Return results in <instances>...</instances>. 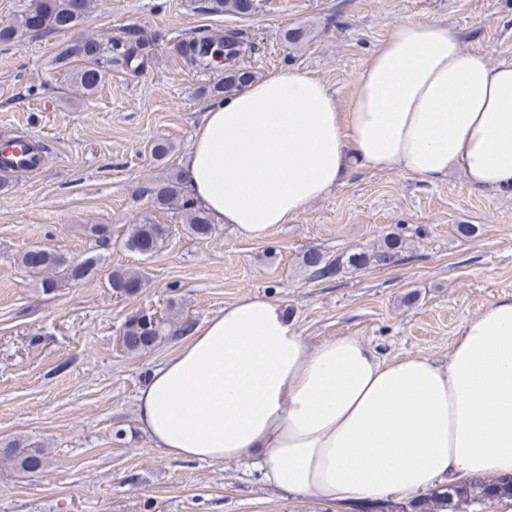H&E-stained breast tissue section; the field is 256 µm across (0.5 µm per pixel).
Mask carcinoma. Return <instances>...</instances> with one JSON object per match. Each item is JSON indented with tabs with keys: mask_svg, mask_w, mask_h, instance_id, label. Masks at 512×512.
I'll use <instances>...</instances> for the list:
<instances>
[{
	"mask_svg": "<svg viewBox=\"0 0 512 512\" xmlns=\"http://www.w3.org/2000/svg\"><path fill=\"white\" fill-rule=\"evenodd\" d=\"M210 9L234 16H248L257 9L256 0H210ZM34 10L21 12L15 19L0 24V42H12L24 35L73 32L75 37L63 51V56L80 63L74 74L78 90L91 94L103 79L101 43L93 36L79 31L93 6V0H30ZM154 38L143 36L129 44L115 62L141 68L153 55ZM254 51L244 33L227 29L224 36L209 40L196 39L179 45L176 53L193 68L208 69L219 58H224V75L208 86L207 93L214 98L241 90L252 79L251 72L240 67L239 60L246 52ZM155 210L175 215L198 238H209L215 226L206 210L196 205L187 195L181 173L172 171L157 179L146 189ZM168 229L156 223L149 215L130 226L123 242L132 252L150 256L166 242ZM406 249L401 233L388 234L383 244L372 250L343 252L330 259L319 248L311 247L302 256L303 266L318 278H329L342 268L362 269L367 266L387 267L397 263ZM99 256H71L47 248H30L20 256V265L29 276L38 278L44 291L75 285L96 274ZM112 293L125 299H134L148 284V277L136 269H115L109 275ZM193 323L174 322L160 317L147 321L145 313L131 316L120 336L122 348L129 354L150 350L162 342L190 332ZM0 459L20 473L36 474L45 467L48 449L31 447L12 441L0 448ZM502 495L512 497V476L475 480L468 484L441 487L422 498L408 502L385 499L367 505L364 512H484L487 505Z\"/></svg>",
	"mask_w": 512,
	"mask_h": 512,
	"instance_id": "cac0c4a2",
	"label": "carcinoma"
}]
</instances>
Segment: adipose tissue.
Instances as JSON below:
<instances>
[{
    "label": "adipose tissue",
    "instance_id": "adipose-tissue-1",
    "mask_svg": "<svg viewBox=\"0 0 512 512\" xmlns=\"http://www.w3.org/2000/svg\"><path fill=\"white\" fill-rule=\"evenodd\" d=\"M512 190V61L464 53L447 26L398 23L339 110L304 72L213 103L181 177L214 223L262 239L351 162ZM136 423L183 461H251L275 491L350 506L512 475V296L465 321L447 360L380 357L356 336L309 345L265 296L225 306L152 371Z\"/></svg>",
    "mask_w": 512,
    "mask_h": 512
}]
</instances>
